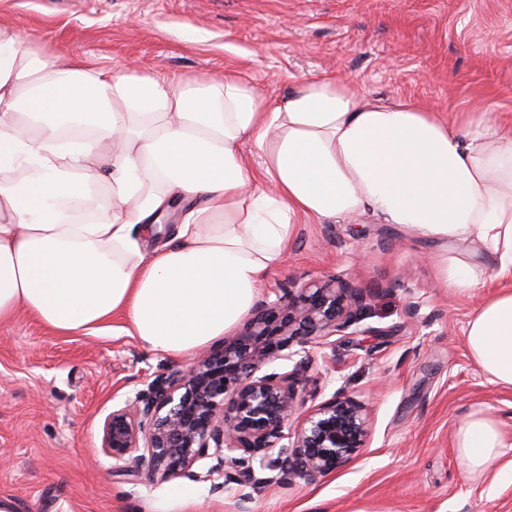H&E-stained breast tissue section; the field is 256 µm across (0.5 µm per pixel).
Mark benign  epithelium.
Instances as JSON below:
<instances>
[{"instance_id":"obj_1","label":"benign epithelium","mask_w":512,"mask_h":512,"mask_svg":"<svg viewBox=\"0 0 512 512\" xmlns=\"http://www.w3.org/2000/svg\"><path fill=\"white\" fill-rule=\"evenodd\" d=\"M367 300L336 278L269 289L223 348L200 354L188 370L154 376L147 389L113 405L102 451L166 479L235 484L241 512L266 482L257 467H272L280 482L334 472L366 447L367 408L341 392L306 407L320 392L300 356L314 341L359 333ZM277 360L293 367L263 371Z\"/></svg>"}]
</instances>
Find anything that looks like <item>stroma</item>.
Returning a JSON list of instances; mask_svg holds the SVG:
<instances>
[{
    "instance_id": "stroma-1",
    "label": "stroma",
    "mask_w": 512,
    "mask_h": 512,
    "mask_svg": "<svg viewBox=\"0 0 512 512\" xmlns=\"http://www.w3.org/2000/svg\"><path fill=\"white\" fill-rule=\"evenodd\" d=\"M0 23L55 56L175 78L239 70L278 101L334 76L450 119L479 103L512 119V0H0ZM440 251L367 216L298 225L264 286L336 276L369 294L365 334L310 345L306 371L322 398L363 400L370 434L333 473L267 484L251 512H512V477L464 476L456 458L474 405L512 433V388L472 363L464 330L480 298L441 287ZM195 360L146 350L119 319L94 335L23 312L0 324V498L14 512H237V485L167 480L101 450L113 403Z\"/></svg>"
}]
</instances>
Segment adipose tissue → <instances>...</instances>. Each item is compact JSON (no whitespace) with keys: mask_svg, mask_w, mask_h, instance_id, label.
<instances>
[{"mask_svg":"<svg viewBox=\"0 0 512 512\" xmlns=\"http://www.w3.org/2000/svg\"><path fill=\"white\" fill-rule=\"evenodd\" d=\"M360 216L442 243L451 295L504 281L465 341L512 388L511 123L485 106L450 121L336 78L277 104L238 71L169 80L61 62L0 24V323L24 312L74 335L119 316L145 349L181 357L246 319L298 219ZM165 218L172 242L146 249ZM454 448L469 476L512 470V434L487 406Z\"/></svg>","mask_w":512,"mask_h":512,"instance_id":"ef3b65f1","label":"adipose tissue"}]
</instances>
